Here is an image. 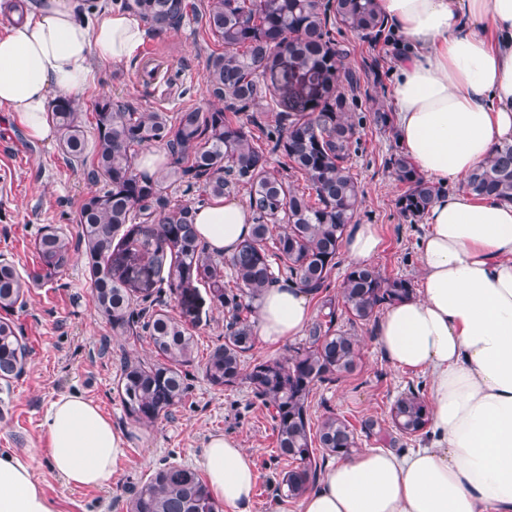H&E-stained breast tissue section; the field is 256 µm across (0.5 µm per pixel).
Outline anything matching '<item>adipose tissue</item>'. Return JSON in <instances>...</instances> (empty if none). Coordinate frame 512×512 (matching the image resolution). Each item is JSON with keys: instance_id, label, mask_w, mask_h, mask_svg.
<instances>
[{"instance_id": "adipose-tissue-1", "label": "adipose tissue", "mask_w": 512, "mask_h": 512, "mask_svg": "<svg viewBox=\"0 0 512 512\" xmlns=\"http://www.w3.org/2000/svg\"><path fill=\"white\" fill-rule=\"evenodd\" d=\"M377 5L415 46L396 66L398 144L422 175L451 188L427 213L416 295L391 304L375 331L391 366L429 377L428 442L336 460L301 512H512V202L479 201L463 188L496 144L512 142V0ZM144 37L129 11L33 0L0 33V111L16 113L31 138L53 140V99H79L93 62L128 61ZM194 222L209 251L227 257L253 232L249 207L234 200L196 208ZM342 246L367 263L382 246L378 226L353 225ZM310 316L309 293L280 281L259 300L256 331L280 343ZM44 428L49 465L68 483L111 480L125 440L93 401L59 396ZM202 466L210 497L246 512L255 472L238 441L211 437ZM0 512H56L30 463L8 453H0Z\"/></svg>"}]
</instances>
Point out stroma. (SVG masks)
I'll return each instance as SVG.
<instances>
[{
  "label": "stroma",
  "instance_id": "stroma-1",
  "mask_svg": "<svg viewBox=\"0 0 512 512\" xmlns=\"http://www.w3.org/2000/svg\"><path fill=\"white\" fill-rule=\"evenodd\" d=\"M201 2L190 0L179 28L146 35L126 63H94V80L77 106L87 133L95 131L94 105L105 96L145 112L172 113L212 104L204 84L206 63L209 56L223 53L224 46L206 33L199 17ZM333 36L345 51V68L359 78L351 111L362 121L351 171L363 198L354 221L380 229L383 245L372 266L383 276L418 283V241L426 225L409 223L400 214L397 200L406 186L396 180L389 164L400 150L397 133L373 120L374 113L394 109L393 71L397 60L407 54L408 43L389 21L374 40L340 26ZM95 189L87 167L68 159L57 141L31 139L12 113L0 112V260L27 274L38 266L34 241L46 228L77 239L79 207ZM11 318L29 356L23 373L10 386L0 387V450L11 449L31 463L34 480L54 500L57 512H126L128 487L145 480L164 462L200 468L206 443L215 434L239 440L254 463L257 480L249 512H299V502L279 492L288 464L277 456L267 410L247 383L214 388L201 371L209 350L222 340V309L203 308L194 330L197 364L189 369L185 399L170 416L148 426L129 419L121 405L111 349L123 342L95 311L82 252H75L70 266L51 282L33 286L25 306ZM375 329L372 322L356 326L359 365L352 374L315 390L312 416L317 419L328 411L344 416L355 427L363 451L381 445L382 433L388 436L384 445L395 452L422 446L424 438L397 431L390 408L409 389L427 391L428 378L392 367L374 342ZM67 393L96 403L126 440L115 472L103 486L70 485L48 466L43 418L49 404Z\"/></svg>",
  "mask_w": 512,
  "mask_h": 512
}]
</instances>
